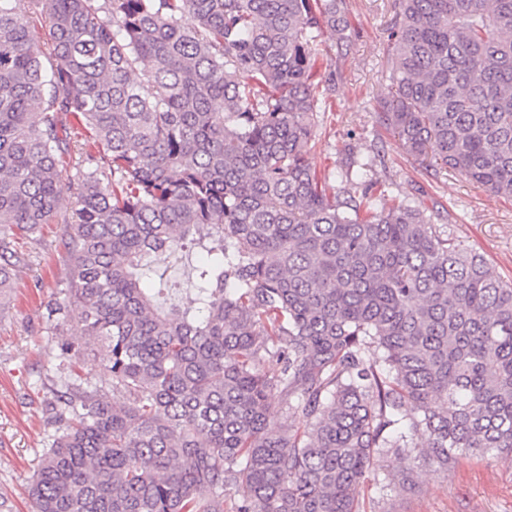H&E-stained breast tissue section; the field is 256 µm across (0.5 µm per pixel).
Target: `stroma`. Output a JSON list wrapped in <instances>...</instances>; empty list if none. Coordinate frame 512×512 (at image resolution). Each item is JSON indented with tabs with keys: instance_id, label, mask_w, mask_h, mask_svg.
<instances>
[{
	"instance_id": "1",
	"label": "stroma",
	"mask_w": 512,
	"mask_h": 512,
	"mask_svg": "<svg viewBox=\"0 0 512 512\" xmlns=\"http://www.w3.org/2000/svg\"><path fill=\"white\" fill-rule=\"evenodd\" d=\"M347 56L336 39L323 37V54L333 73L317 95L326 106L318 117L309 160L320 171L342 172L349 162L367 163L392 195L425 208L449 237L484 253L499 274L512 281V200L494 196L452 170H433L406 154L376 118L379 99L390 83L389 28L395 0H346ZM63 227L41 225L16 238L25 258L9 301L0 310V512H32L27 484L55 428L43 412L50 386L68 364L58 343L73 338L80 310L66 321L49 319L61 302L70 265L61 245ZM197 256L172 258L161 278L149 280L169 299L186 302L190 266ZM405 483L381 485L369 471L358 497V512H512V470L490 457H464L448 475L427 467L404 471Z\"/></svg>"
}]
</instances>
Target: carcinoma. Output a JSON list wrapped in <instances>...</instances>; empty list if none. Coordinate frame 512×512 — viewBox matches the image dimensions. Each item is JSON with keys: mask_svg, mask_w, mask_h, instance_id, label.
I'll return each instance as SVG.
<instances>
[{"mask_svg": "<svg viewBox=\"0 0 512 512\" xmlns=\"http://www.w3.org/2000/svg\"><path fill=\"white\" fill-rule=\"evenodd\" d=\"M343 3L0 0V304L24 263L12 236L61 222L51 315L82 307L61 356L105 349L126 397L51 390L35 512H356L391 455L512 468V283L369 164L336 188L309 162ZM389 41L379 122L512 199V0H398ZM79 136L98 151L67 212ZM193 250L191 306L142 286ZM80 140V138H79ZM77 146L74 148L71 158H67L63 164L62 170V185H63V208H69L72 203L76 201L77 192L79 191L78 171L76 169L75 162L78 161L79 155L85 152L95 153L97 146H95L90 140L87 143L84 140H80L76 143Z\"/></svg>", "mask_w": 512, "mask_h": 512, "instance_id": "cac0c4a2", "label": "carcinoma"}]
</instances>
